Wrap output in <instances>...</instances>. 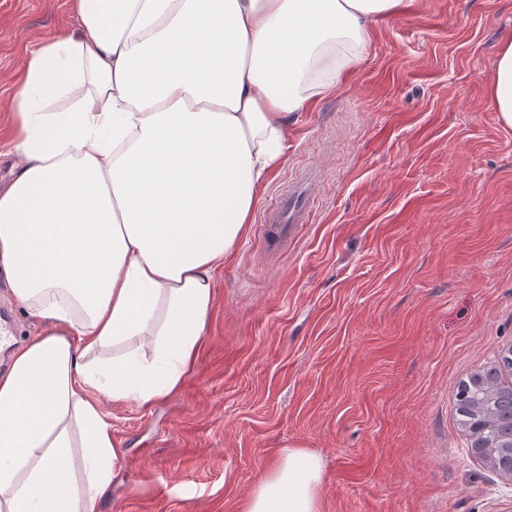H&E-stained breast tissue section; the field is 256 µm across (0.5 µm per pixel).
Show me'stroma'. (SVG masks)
<instances>
[{"instance_id": "stroma-1", "label": "stroma", "mask_w": 512, "mask_h": 512, "mask_svg": "<svg viewBox=\"0 0 512 512\" xmlns=\"http://www.w3.org/2000/svg\"><path fill=\"white\" fill-rule=\"evenodd\" d=\"M68 0H0V125ZM512 0H405L352 76L298 113L286 161L215 274L178 392L102 398L120 448L98 512H242L291 450L320 512H512L456 393L512 345V128L494 108ZM308 223L266 215L293 182Z\"/></svg>"}]
</instances>
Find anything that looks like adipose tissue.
<instances>
[{"label":"adipose tissue","instance_id":"1","mask_svg":"<svg viewBox=\"0 0 512 512\" xmlns=\"http://www.w3.org/2000/svg\"><path fill=\"white\" fill-rule=\"evenodd\" d=\"M402 3L70 0L79 35L25 55L0 279L41 329L0 372V512H96L119 453L99 396L179 390L292 114L346 77L370 24ZM491 94L512 127V40ZM62 97L70 109L51 111ZM321 475L319 456L289 451L243 512H318Z\"/></svg>","mask_w":512,"mask_h":512}]
</instances>
